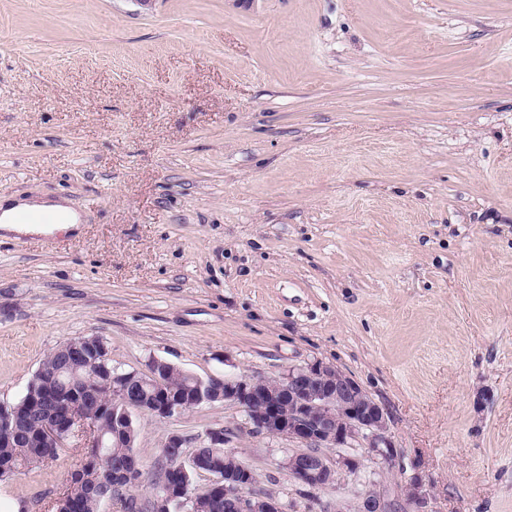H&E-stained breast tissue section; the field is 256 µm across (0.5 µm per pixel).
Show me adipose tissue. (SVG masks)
Segmentation results:
<instances>
[{"instance_id":"adipose-tissue-1","label":"adipose tissue","mask_w":512,"mask_h":512,"mask_svg":"<svg viewBox=\"0 0 512 512\" xmlns=\"http://www.w3.org/2000/svg\"><path fill=\"white\" fill-rule=\"evenodd\" d=\"M22 213L31 216V223H17L16 218ZM44 213L55 214L66 228L75 231L80 228V216L68 198L51 199L41 196L25 197L17 193H0V231L19 235L43 232V225L36 223L35 218Z\"/></svg>"}]
</instances>
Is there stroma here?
<instances>
[{
	"mask_svg": "<svg viewBox=\"0 0 512 512\" xmlns=\"http://www.w3.org/2000/svg\"><path fill=\"white\" fill-rule=\"evenodd\" d=\"M66 196L80 232L0 237V403L45 355L279 378L320 360L386 410L297 484L295 445L214 403L136 416L151 461L207 432L287 512H512V0H0V192ZM64 466L0 481L51 512Z\"/></svg>",
	"mask_w": 512,
	"mask_h": 512,
	"instance_id": "stroma-1",
	"label": "stroma"
}]
</instances>
